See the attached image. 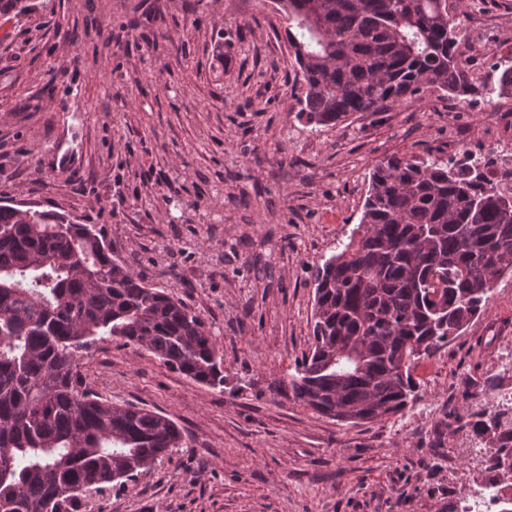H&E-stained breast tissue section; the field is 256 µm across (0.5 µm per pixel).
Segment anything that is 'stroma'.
Listing matches in <instances>:
<instances>
[{
	"label": "stroma",
	"mask_w": 512,
	"mask_h": 512,
	"mask_svg": "<svg viewBox=\"0 0 512 512\" xmlns=\"http://www.w3.org/2000/svg\"><path fill=\"white\" fill-rule=\"evenodd\" d=\"M0 18V199L95 225L112 256L183 301L224 358L223 389L108 338L87 386L174 421L181 447L78 512H448L486 479L468 414L512 382V276L421 360L402 413L336 423L271 391L313 338V278L360 222L375 164L494 154L512 167V95L432 90L336 126L299 120L301 73L272 0H33ZM468 39L512 37L480 0Z\"/></svg>",
	"instance_id": "1"
}]
</instances>
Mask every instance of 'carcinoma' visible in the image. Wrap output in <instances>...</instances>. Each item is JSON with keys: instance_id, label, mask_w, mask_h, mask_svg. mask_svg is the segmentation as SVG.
Masks as SVG:
<instances>
[{"instance_id": "carcinoma-1", "label": "carcinoma", "mask_w": 512, "mask_h": 512, "mask_svg": "<svg viewBox=\"0 0 512 512\" xmlns=\"http://www.w3.org/2000/svg\"><path fill=\"white\" fill-rule=\"evenodd\" d=\"M305 84L298 115L314 127L444 95H512L466 58L448 0H275ZM27 0H0V17ZM494 165L393 155L376 166L356 230L314 276V348L288 400L337 422L402 412L418 397L412 370L482 312L491 283L512 272V185H482ZM144 347L190 380L224 387L205 322L112 259L89 224L0 205V512H77L87 492L131 480L181 447L171 419L113 404L80 371L98 339ZM352 347L357 357L343 352ZM512 418L475 422L489 435ZM512 471V445L486 471Z\"/></svg>"}]
</instances>
